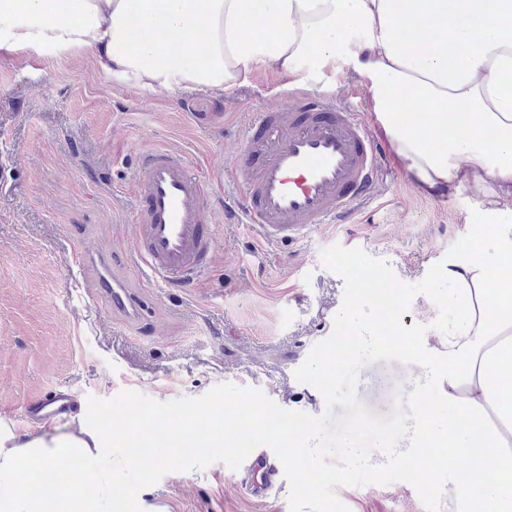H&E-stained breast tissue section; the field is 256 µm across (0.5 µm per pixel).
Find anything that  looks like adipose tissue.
Here are the masks:
<instances>
[{
    "label": "adipose tissue",
    "mask_w": 512,
    "mask_h": 512,
    "mask_svg": "<svg viewBox=\"0 0 512 512\" xmlns=\"http://www.w3.org/2000/svg\"><path fill=\"white\" fill-rule=\"evenodd\" d=\"M260 9L270 27L252 26ZM135 22L169 41L131 47ZM199 32L195 60L185 38ZM33 51L89 52L106 76L172 92L221 91L259 69L352 75L393 163L424 189L470 191L483 221L442 276L448 332L421 363L427 409L396 457L441 459L448 512H512V0H0V54ZM437 360L447 369L434 376ZM102 452L80 415L22 435L1 420L0 512L31 504L12 481L23 464L82 462L87 488Z\"/></svg>",
    "instance_id": "1"
}]
</instances>
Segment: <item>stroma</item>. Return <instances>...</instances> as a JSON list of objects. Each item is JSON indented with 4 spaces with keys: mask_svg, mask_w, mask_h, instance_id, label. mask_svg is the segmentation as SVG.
<instances>
[{
    "mask_svg": "<svg viewBox=\"0 0 512 512\" xmlns=\"http://www.w3.org/2000/svg\"><path fill=\"white\" fill-rule=\"evenodd\" d=\"M293 79L269 70L214 93H170L103 75L92 54L0 57V417L18 432L29 401L64 387L86 412L89 397L137 391L159 401L196 398L221 383L261 389L279 406L322 415L325 403L294 372L327 338L344 284L325 248H359L418 283L468 229L477 199H448L395 172L350 224L294 246L261 242L226 220L238 132L258 112L293 103ZM182 153L210 180L207 212L219 252L182 288L152 284L116 265L141 303L138 318L89 288L75 253L128 252L134 241L133 177L142 152ZM418 365L363 368L358 397L373 412L407 410ZM238 470L215 463L171 472L142 489L144 512H289L287 484L258 501ZM350 512H425L406 483L338 488Z\"/></svg>",
    "mask_w": 512,
    "mask_h": 512,
    "instance_id": "obj_1",
    "label": "stroma"
}]
</instances>
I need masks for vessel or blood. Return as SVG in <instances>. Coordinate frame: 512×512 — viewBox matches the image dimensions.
<instances>
[{
    "mask_svg": "<svg viewBox=\"0 0 512 512\" xmlns=\"http://www.w3.org/2000/svg\"><path fill=\"white\" fill-rule=\"evenodd\" d=\"M383 149L354 105L312 95L292 106L256 114L245 130L231 184L240 196L234 213L267 243L291 244L321 224H347L376 196ZM137 226L129 255L133 272L178 285L215 259L218 245L206 217L204 181L184 157L146 152L134 178ZM95 286L113 308L138 304L98 259ZM71 397L58 390L37 403L35 417L66 419ZM245 488L257 500L281 484L282 467L263 451L244 461Z\"/></svg>",
    "mask_w": 512,
    "mask_h": 512,
    "instance_id": "obj_1",
    "label": "vessel or blood"
}]
</instances>
